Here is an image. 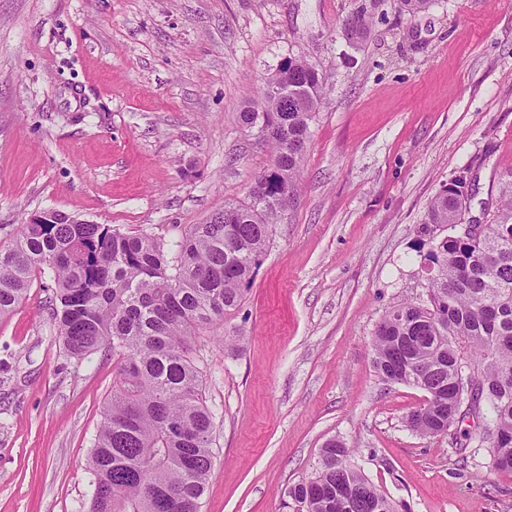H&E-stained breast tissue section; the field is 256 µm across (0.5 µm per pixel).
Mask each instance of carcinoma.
I'll return each mask as SVG.
<instances>
[{"label": "carcinoma", "instance_id": "1", "mask_svg": "<svg viewBox=\"0 0 512 512\" xmlns=\"http://www.w3.org/2000/svg\"><path fill=\"white\" fill-rule=\"evenodd\" d=\"M324 80L300 59L283 61L259 99L238 113L240 125L272 148L248 201L224 206L193 224L171 249L148 233L108 224H77L46 212L44 224H22L0 249V318L24 299L36 277L54 284L52 320L68 358L90 362L106 348L115 361L112 395L87 458L90 512H199L212 467L213 415L193 357L196 335L237 309L253 282L278 218L292 204ZM466 179L432 200L420 233L459 223ZM427 300L400 304L374 332L373 365L388 384L416 387L424 403L406 417L423 436L448 433L457 422L451 399L460 368L480 374L485 396L468 411L490 413L493 468L512 474V183L481 237L443 236L420 255ZM334 440L315 473L288 489L294 512H365L336 496V479L371 504L394 506L350 462Z\"/></svg>", "mask_w": 512, "mask_h": 512}]
</instances>
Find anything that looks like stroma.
Masks as SVG:
<instances>
[{
  "mask_svg": "<svg viewBox=\"0 0 512 512\" xmlns=\"http://www.w3.org/2000/svg\"><path fill=\"white\" fill-rule=\"evenodd\" d=\"M290 57L325 101L250 290L195 343L215 425L200 512H291L331 440L407 512H512L488 442L409 430L425 394L372 354L385 312L427 298L431 199L466 177L484 224L512 179V0H0V248L44 208L171 244L246 201L271 150L238 114ZM53 303L39 278L0 318V512L89 509L112 355L69 361Z\"/></svg>",
  "mask_w": 512,
  "mask_h": 512,
  "instance_id": "1",
  "label": "stroma"
}]
</instances>
